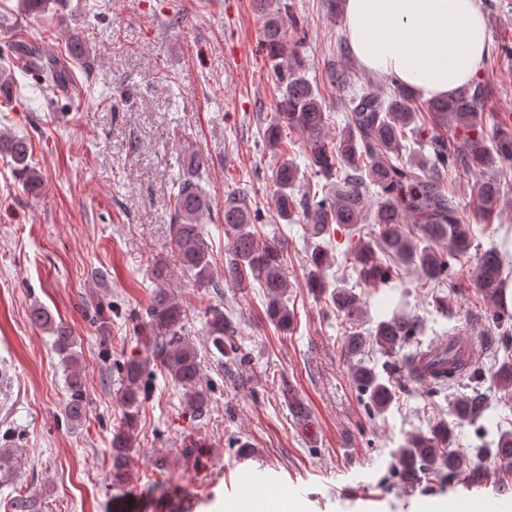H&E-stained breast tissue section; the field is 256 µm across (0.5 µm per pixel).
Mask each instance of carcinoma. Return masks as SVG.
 <instances>
[{"instance_id": "obj_1", "label": "carcinoma", "mask_w": 512, "mask_h": 512, "mask_svg": "<svg viewBox=\"0 0 512 512\" xmlns=\"http://www.w3.org/2000/svg\"><path fill=\"white\" fill-rule=\"evenodd\" d=\"M265 45L274 62V83L280 92L276 112L261 130L266 146L281 145L289 132L307 138L309 166L325 180L323 185L299 189V167L284 160L272 172L273 205L279 220L290 223L296 213H306L311 221L308 285L326 297L336 312L350 325L344 350L350 361V374L364 396L371 415H382L391 406L395 393L388 377L404 367L419 374V379L443 387L462 377L480 385L483 368L470 360L457 341L429 346L411 356L400 353L403 341L421 330L420 321L407 314H394L375 327L362 329L363 309L355 287L388 281L402 267L421 272V281L434 288L453 287L449 278L452 262L469 254L472 247L470 225L462 217L459 203L445 193L443 174L460 164L468 170L491 171L474 185L481 204L497 201L512 191V125L496 124L492 135L485 132V84L475 82L459 93L426 102L419 110L414 95L389 75L375 76L344 62L326 71L332 89L352 91L344 126L336 138L328 139L331 113L326 111L324 95L306 77V62L299 42L276 21L265 26ZM32 64L47 89L67 83L66 62L30 53ZM472 127L463 147L448 136L428 135L429 126L448 129L451 124ZM429 146L432 155L418 151L404 154L405 141ZM0 154L11 158L13 173L30 190L38 188L41 176L29 162V143L25 138L0 134ZM207 165L203 154L194 152L187 161L186 175L174 196L172 251L183 270L201 287L215 284L211 274L210 248L201 218L209 210V200L199 181ZM259 211L248 196L234 192L224 200V233L228 239L224 261V282L245 289L257 282L267 298L268 318L284 332L293 330L294 315L288 308V280L284 268V246L279 236L261 232ZM369 224L374 239L358 240L350 251L355 285L344 279L329 280L327 270L334 263L327 245L335 227ZM445 242L447 250L436 245ZM512 251L497 245L477 257L474 285L492 306L496 324V350L503 351L495 367V379L502 387L512 386V311L509 310L506 256ZM183 310L169 289L159 286L152 292L145 311L142 332L144 347L137 358L120 366V400L124 422L112 439V480H126L127 450L133 443L136 417L147 399L149 367L158 362L184 390L187 407L201 417L208 410L210 390L200 385V363L194 349L182 337ZM31 320L54 337V347L66 364V397L63 412L74 425L87 414L85 368L75 350L77 339L70 326L58 322L46 309L36 307ZM206 331L212 347L224 358V368H240L247 355L239 346L232 311L218 308L210 313ZM372 346L386 360L383 372L358 359ZM284 402L299 422L308 418L304 403L284 383ZM490 395L475 389L461 395L451 405V415L475 426L480 440L477 452L493 456L505 467H512V431L503 420L487 414ZM402 474L413 478L436 473L453 481L462 473L479 477L470 459L456 447L455 423L438 421L427 433L410 434L397 451Z\"/></svg>"}]
</instances>
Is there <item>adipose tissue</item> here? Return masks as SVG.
I'll use <instances>...</instances> for the list:
<instances>
[{
	"mask_svg": "<svg viewBox=\"0 0 512 512\" xmlns=\"http://www.w3.org/2000/svg\"><path fill=\"white\" fill-rule=\"evenodd\" d=\"M343 12L359 64L425 102L470 83L488 53L481 0H345Z\"/></svg>",
	"mask_w": 512,
	"mask_h": 512,
	"instance_id": "ef3b65f1",
	"label": "adipose tissue"
}]
</instances>
